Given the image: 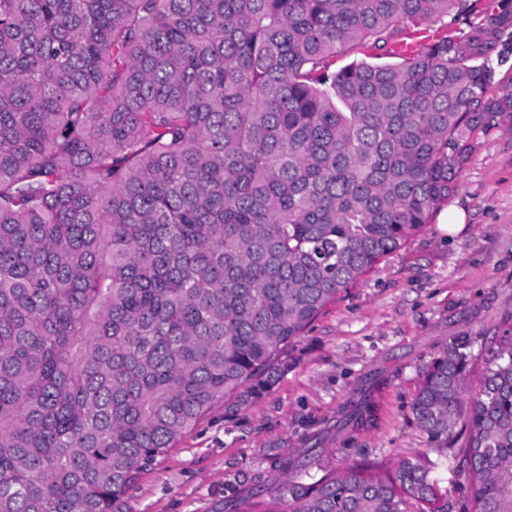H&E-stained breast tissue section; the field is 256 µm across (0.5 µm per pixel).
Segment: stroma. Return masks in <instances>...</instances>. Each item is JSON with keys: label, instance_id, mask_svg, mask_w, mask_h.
Segmentation results:
<instances>
[{"label": "stroma", "instance_id": "stroma-1", "mask_svg": "<svg viewBox=\"0 0 512 512\" xmlns=\"http://www.w3.org/2000/svg\"><path fill=\"white\" fill-rule=\"evenodd\" d=\"M448 205L461 227L430 222L327 307L284 355L272 390L238 410L218 404L129 493L132 512H228L235 496L277 477L309 450L324 471L363 456L428 448L409 405L421 367L452 337L476 336L488 357L512 316V113L479 132ZM371 400L372 423L342 427L347 405Z\"/></svg>", "mask_w": 512, "mask_h": 512}]
</instances>
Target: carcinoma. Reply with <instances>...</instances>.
I'll return each instance as SVG.
<instances>
[{
	"label": "carcinoma",
	"instance_id": "obj_1",
	"mask_svg": "<svg viewBox=\"0 0 512 512\" xmlns=\"http://www.w3.org/2000/svg\"><path fill=\"white\" fill-rule=\"evenodd\" d=\"M481 2L0 0V512H130L143 471L269 391L448 203L512 112L491 62L512 0ZM473 345L421 368L434 448L310 482L285 455L267 512H449L432 452L464 512H512V328L474 386ZM433 460L439 458V466L436 470V476L440 479V485L448 488V501L453 505L452 512H462V508L467 502L469 496V487L466 482H457L454 480L452 468L454 461L445 457H438L436 453L430 455Z\"/></svg>",
	"mask_w": 512,
	"mask_h": 512
}]
</instances>
